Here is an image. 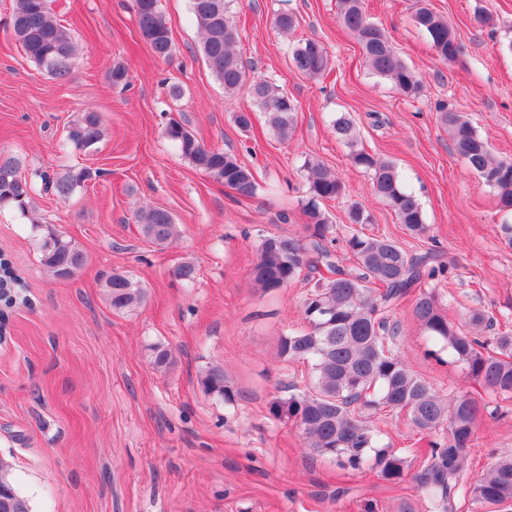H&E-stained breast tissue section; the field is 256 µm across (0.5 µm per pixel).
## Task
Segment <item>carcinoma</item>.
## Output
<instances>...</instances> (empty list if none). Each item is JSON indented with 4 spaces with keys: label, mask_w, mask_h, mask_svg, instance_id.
Returning <instances> with one entry per match:
<instances>
[{
    "label": "carcinoma",
    "mask_w": 512,
    "mask_h": 512,
    "mask_svg": "<svg viewBox=\"0 0 512 512\" xmlns=\"http://www.w3.org/2000/svg\"><path fill=\"white\" fill-rule=\"evenodd\" d=\"M191 0V10L203 35L202 53L210 70L233 94L243 86L253 104L265 114L274 135L291 137L297 105L280 85L264 78L247 81L241 57L235 51L240 33L229 16V3L216 24L209 21L202 3ZM343 25L358 41L366 65L374 75L390 81L406 96L417 95L421 82L397 55L384 31L370 21L365 0H339ZM137 24L141 38L162 59L172 55L171 31L159 8V0H136ZM416 26L429 38L435 54L445 63L458 60L448 55V43L458 41L455 29L425 0H416ZM277 31L288 34L299 26L298 18L279 13L273 18ZM12 36L37 65L58 80L71 77L79 51L70 28L52 14L48 0H13ZM294 70L310 78L323 74L329 53L319 40L307 38L289 48ZM439 120L448 128L453 150L469 170L498 198L504 213H512V158L496 156L485 140L462 114L439 108ZM336 139L349 149L352 165L371 175L375 194L391 209L413 236H424L428 225L421 202L407 190L396 165L359 146L360 133L353 120L341 114L333 121ZM168 136L183 157L198 170L252 197L260 188L254 171L235 154L209 147L182 123L173 119ZM103 126L96 112H85L71 126L68 139L82 151L102 139ZM306 202L302 205L307 239L273 233L259 234L251 276L265 293H276L304 279L313 283L302 303L303 325L282 336L280 350L290 362L307 370L303 390L277 398L270 405L274 419L287 421L302 434L306 447L316 457L336 460L344 469L374 472L389 484L405 481L406 454L382 441L373 417L383 412L404 414L412 432L433 435L431 453L424 465L419 486L435 512H512V456L496 459L485 471L468 474V449L484 414L494 416L499 407L479 401L468 392L442 396L408 366L400 349L402 325L393 310L411 301L412 316L431 344L428 354L462 368L492 399H512V328L497 326L486 310L474 309L466 321L448 318L432 282L447 278L448 267L441 260L438 245L410 253L387 236L366 234L357 229L343 239L342 257H337L336 227L325 203L345 194L341 178L324 164L308 159ZM90 173L81 169L63 177L39 174L45 190L68 197L83 185ZM37 184L19 173L13 157H0V205L10 204L28 211ZM143 235L158 245L178 237L172 214L148 207L137 214ZM350 224H370V213L360 204L350 206ZM45 269L58 280H69L86 264V253L72 240L56 232L48 234L40 247ZM112 308H134L145 298V289L122 273L105 282ZM32 305L28 285L11 261L0 255V327L19 306ZM493 335H488V332ZM151 362L167 369L172 350L156 344L150 349ZM204 389L232 404L224 369L209 368L201 378ZM469 483L463 506L456 499ZM15 500V512H31L29 499L19 489L8 462L0 459V491Z\"/></svg>",
    "instance_id": "1"
}]
</instances>
